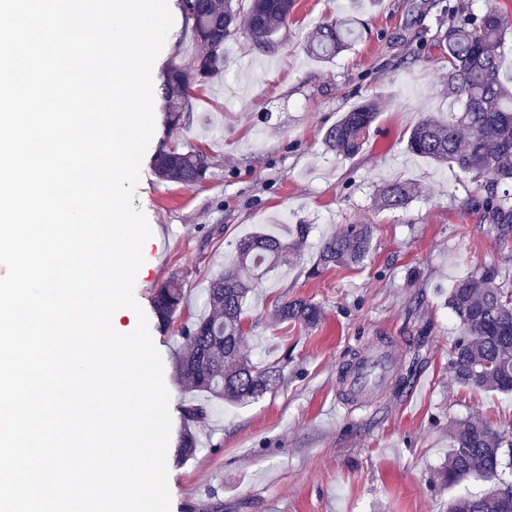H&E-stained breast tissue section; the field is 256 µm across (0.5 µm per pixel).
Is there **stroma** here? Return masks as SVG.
<instances>
[{"mask_svg": "<svg viewBox=\"0 0 512 512\" xmlns=\"http://www.w3.org/2000/svg\"><path fill=\"white\" fill-rule=\"evenodd\" d=\"M286 28L259 48L245 34L224 45V71L190 94L177 126L162 97L154 99V132L140 170L134 206L152 235L135 298L164 364L171 395L167 452L170 512H447L452 498L487 491L469 478L442 485L448 425L479 417L512 422V395L459 385L448 367L458 319L448 290L487 265L512 266V242L497 239L466 198L482 179L411 155V128L447 117L460 103L448 89L438 41L448 9L493 7L512 18V0H294ZM152 68L163 73L199 51L180 9ZM352 20L361 36L324 61L307 46L329 21ZM376 100L379 115L359 156L331 150L326 131L343 112ZM205 151L211 176L185 186L159 179L161 147ZM415 187L406 208L388 210L378 190L389 181ZM311 233L290 263L267 272L244 306L241 352L251 362L278 365L267 393L243 402L214 401L193 429L195 452L181 456L183 409L198 399L176 373L185 351L183 326L206 309L207 288L232 266L242 238ZM347 224L372 227V244L355 266L313 274L318 246ZM181 283L184 306L170 328L153 318L152 294ZM303 298L318 304L313 327L279 323L278 304ZM398 336L400 372L409 378L377 406L336 412V374L364 344Z\"/></svg>", "mask_w": 512, "mask_h": 512, "instance_id": "1", "label": "stroma"}]
</instances>
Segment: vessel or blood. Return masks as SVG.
I'll list each match as a JSON object with an SVG mask.
<instances>
[{
    "instance_id": "vessel-or-blood-1",
    "label": "vessel or blood",
    "mask_w": 512,
    "mask_h": 512,
    "mask_svg": "<svg viewBox=\"0 0 512 512\" xmlns=\"http://www.w3.org/2000/svg\"><path fill=\"white\" fill-rule=\"evenodd\" d=\"M398 337L384 336L356 353L337 374L336 407L340 410L367 408L394 380L398 371L395 349Z\"/></svg>"
}]
</instances>
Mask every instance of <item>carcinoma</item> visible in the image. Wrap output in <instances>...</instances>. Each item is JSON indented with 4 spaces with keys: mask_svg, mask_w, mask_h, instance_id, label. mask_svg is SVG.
I'll use <instances>...</instances> for the list:
<instances>
[{
    "mask_svg": "<svg viewBox=\"0 0 512 512\" xmlns=\"http://www.w3.org/2000/svg\"><path fill=\"white\" fill-rule=\"evenodd\" d=\"M201 52L184 65L166 72L162 90L171 123L180 120L185 95L205 86L224 70V43L238 32L258 46L288 25L293 0H248L247 7H233L231 0H180ZM448 28L440 35L446 49L448 87L463 99L460 113L448 120L432 117L411 129L406 149L437 164L487 179L485 195L470 200L480 207L497 238L512 240V197L499 194L498 186L512 183V89L500 74V49L512 21L495 9L475 14L464 6L448 10ZM351 31L343 23L325 24L316 32L308 50L330 59L351 45ZM378 115L377 103L368 100L352 107L325 136L336 153L355 157L366 145ZM156 174L163 180L195 185L207 179L208 155L190 147H167L154 158ZM413 196L408 182H391L380 190V202L401 208ZM308 224H296L279 238L258 233L239 241L236 262L207 289L209 313L183 329L186 352L177 364L178 376L207 396L228 401L254 398L277 376V366H258L243 358V307L253 282L264 272L288 263L289 256L307 240ZM368 224H349L324 239L316 264L344 266L362 261L371 244ZM512 269L486 266L457 280L448 291V307L459 320L458 336L448 352V365L464 387L512 393V289L503 282ZM184 304L180 283L168 281L156 289L153 305L160 324L168 326ZM314 303L295 299L276 310L280 322L314 326L321 321ZM191 425L209 418L205 403H191L184 410ZM448 465L442 472L450 486L468 477L490 481L480 495L453 499L448 512H512V481L503 479L512 469V427H494L479 418L459 420L448 428Z\"/></svg>",
    "mask_w": 512,
    "mask_h": 512,
    "instance_id": "obj_1",
    "label": "carcinoma"
}]
</instances>
